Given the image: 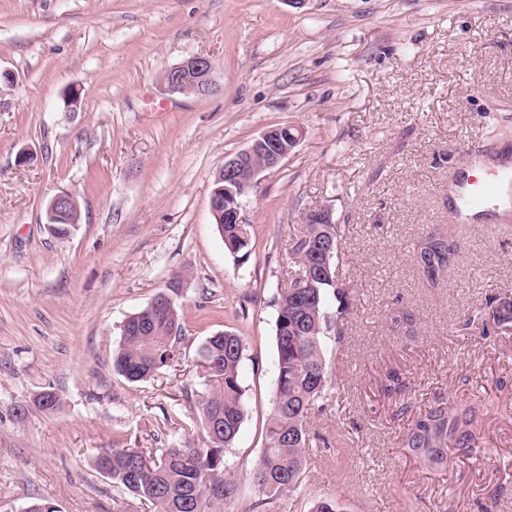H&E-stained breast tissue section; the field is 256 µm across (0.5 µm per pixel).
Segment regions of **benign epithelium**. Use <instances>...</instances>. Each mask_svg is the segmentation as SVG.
<instances>
[{"label":"benign epithelium","mask_w":512,"mask_h":512,"mask_svg":"<svg viewBox=\"0 0 512 512\" xmlns=\"http://www.w3.org/2000/svg\"><path fill=\"white\" fill-rule=\"evenodd\" d=\"M214 67L206 56H192L169 68L163 78L164 91L169 94L205 96L214 88ZM302 130L286 137L279 128L268 129L251 144L224 162V196L212 193L210 210L224 211V223L243 224L244 199L264 171L278 166L299 144ZM76 202L68 191L50 199L46 208L48 220L68 212Z\"/></svg>","instance_id":"7a95c632"}]
</instances>
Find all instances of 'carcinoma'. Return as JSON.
I'll return each mask as SVG.
<instances>
[{
  "label": "carcinoma",
  "instance_id": "obj_1",
  "mask_svg": "<svg viewBox=\"0 0 512 512\" xmlns=\"http://www.w3.org/2000/svg\"><path fill=\"white\" fill-rule=\"evenodd\" d=\"M220 236L238 251L233 257L245 262L254 243L249 224H226L215 219ZM333 236L339 247L335 224H299L296 242L289 254L296 271L316 267L320 253L316 243ZM457 225L443 233L423 237L414 248V258L422 278L431 286L448 275L458 251ZM339 257L331 260V279H313L301 286L293 277L276 299L275 342L277 377L273 410L265 424V445L255 469L271 487L268 495L293 492L301 487L309 449L315 447L307 428L314 409H323L328 400L332 361L326 348V334L332 320H341L348 311V289L337 279ZM184 332V318L178 304L168 316L145 306L121 337L114 366L128 381H143L167 367L175 357ZM246 351L244 338L226 330L209 336L199 357L217 359L218 367L204 373L199 394L200 427L206 446L162 448L147 453L140 448H114L99 454V472L112 479L123 492L146 504L150 512H224V505L237 491L233 475L224 461V449L232 447L246 417L241 367ZM473 414L468 408H436L416 420L406 437V446L422 452L435 462L446 458L448 445H465L473 440L469 430Z\"/></svg>",
  "mask_w": 512,
  "mask_h": 512
}]
</instances>
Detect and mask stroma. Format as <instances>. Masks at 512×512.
Wrapping results in <instances>:
<instances>
[{
	"mask_svg": "<svg viewBox=\"0 0 512 512\" xmlns=\"http://www.w3.org/2000/svg\"><path fill=\"white\" fill-rule=\"evenodd\" d=\"M195 55L213 60L214 91L166 93L165 71ZM284 125L303 137L246 197L255 249L235 262L215 178ZM468 145L489 170L512 148V0H0V512H145L96 457L202 446L196 362L224 330L246 343L230 512H512V333L481 326L512 300V223L461 226L436 287L413 256L448 226ZM62 190L81 210L64 236L46 222ZM324 207L349 291L329 338L337 394L311 416L326 444L302 486L270 497L254 470L273 301L294 227ZM174 277L178 353L128 382L113 365L122 325ZM47 390L49 414L33 405ZM456 404L475 411L472 447L441 463L405 447L421 414Z\"/></svg>",
	"mask_w": 512,
	"mask_h": 512,
	"instance_id": "stroma-1",
	"label": "stroma"
}]
</instances>
